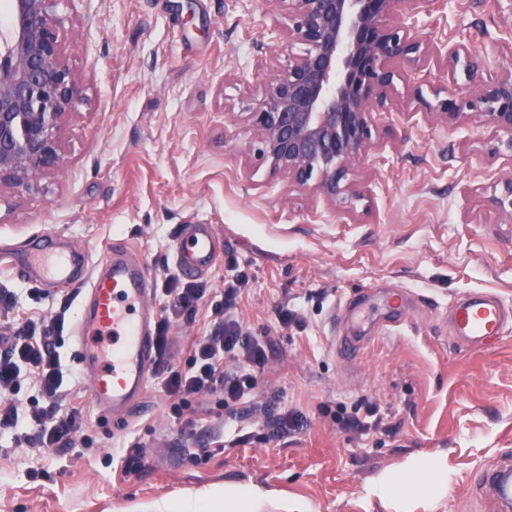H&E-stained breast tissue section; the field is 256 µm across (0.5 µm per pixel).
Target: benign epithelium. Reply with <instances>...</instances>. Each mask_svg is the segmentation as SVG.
Listing matches in <instances>:
<instances>
[{
	"instance_id": "obj_1",
	"label": "benign epithelium",
	"mask_w": 512,
	"mask_h": 512,
	"mask_svg": "<svg viewBox=\"0 0 512 512\" xmlns=\"http://www.w3.org/2000/svg\"><path fill=\"white\" fill-rule=\"evenodd\" d=\"M63 0H11L0 32V203L22 194L67 163L63 130L85 100L64 58ZM288 18V66L246 115L251 146L274 174L330 201L352 194L350 167L365 161L379 135L373 120L396 91V65L430 54L415 16L433 0H269ZM446 53L480 86L476 98L434 91L426 104L446 121L475 111L512 134V73L483 78L476 55Z\"/></svg>"
}]
</instances>
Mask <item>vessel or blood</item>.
I'll return each instance as SVG.
<instances>
[{"mask_svg": "<svg viewBox=\"0 0 512 512\" xmlns=\"http://www.w3.org/2000/svg\"><path fill=\"white\" fill-rule=\"evenodd\" d=\"M213 227L194 225L186 244L176 247L182 273L202 272L216 258ZM88 258L42 236L27 253L26 267L40 277H68L88 271ZM86 314L77 325L79 357L94 401L118 416H132L140 406L154 367L155 336L149 304L150 274L143 262L113 248L103 270L88 272ZM449 321L458 343L484 348L512 324V310L500 300L481 295L461 299Z\"/></svg>", "mask_w": 512, "mask_h": 512, "instance_id": "vessel-or-blood-1", "label": "vessel or blood"}]
</instances>
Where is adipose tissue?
<instances>
[{"instance_id": "1", "label": "adipose tissue", "mask_w": 512, "mask_h": 512, "mask_svg": "<svg viewBox=\"0 0 512 512\" xmlns=\"http://www.w3.org/2000/svg\"><path fill=\"white\" fill-rule=\"evenodd\" d=\"M440 476L436 463L408 469L403 478L382 480L375 484L376 493L383 496H409L436 490ZM270 494L257 486L230 485L212 491L207 498L173 504H155V512H262Z\"/></svg>"}]
</instances>
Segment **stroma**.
<instances>
[{
    "instance_id": "35a3bbf8",
    "label": "stroma",
    "mask_w": 512,
    "mask_h": 512,
    "mask_svg": "<svg viewBox=\"0 0 512 512\" xmlns=\"http://www.w3.org/2000/svg\"><path fill=\"white\" fill-rule=\"evenodd\" d=\"M60 10L87 100L63 131L66 167L0 212V253L23 256L49 232L101 266L124 244L151 271L154 310L168 283L206 289L195 323L171 327L188 341L210 333L225 286L240 287L231 315L270 339L269 363L233 412L217 394L193 399L209 431L171 417L156 374L136 417H112L77 360L83 282L0 266V336L64 315L62 367L82 424L38 455L26 421L0 429V512H148L242 483L306 512H501L476 477L512 461V329L474 351L453 340L448 315L474 293L512 307V216L494 203L512 182V134L474 112L433 118L406 93L418 69L402 67L390 111L376 116L381 140L350 175L362 198L343 211L250 148L244 113L288 63L287 22L269 0H63ZM419 22L433 44L485 56L488 74L512 71V0H446ZM191 224L215 228L217 259L187 276L175 246ZM283 309L296 316L286 327ZM334 334L360 337V358L335 357ZM274 394L304 423L267 442ZM369 404L382 423L354 427ZM135 444L143 468L130 473ZM429 459L443 492L372 493Z\"/></svg>"
}]
</instances>
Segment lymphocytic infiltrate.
I'll return each instance as SVG.
<instances>
[{"instance_id": "lymphocytic-infiltrate-1", "label": "lymphocytic infiltrate", "mask_w": 512, "mask_h": 512, "mask_svg": "<svg viewBox=\"0 0 512 512\" xmlns=\"http://www.w3.org/2000/svg\"><path fill=\"white\" fill-rule=\"evenodd\" d=\"M240 290L228 286L224 299L213 307L214 329L195 338L183 370L169 364L179 342L170 336V324L193 323L206 291L197 287L165 288L166 304L156 326L155 370L166 378L165 389L175 402L174 417L190 409L192 397L220 394L225 406L249 397L267 364L263 341L237 320L229 317ZM65 328L64 316L51 321H28L14 336L0 338V429L16 427L18 407L14 396L23 381L39 389L42 404L33 406L28 420L41 448L64 446L77 430L79 411L62 407L67 395L58 345Z\"/></svg>"}]
</instances>
